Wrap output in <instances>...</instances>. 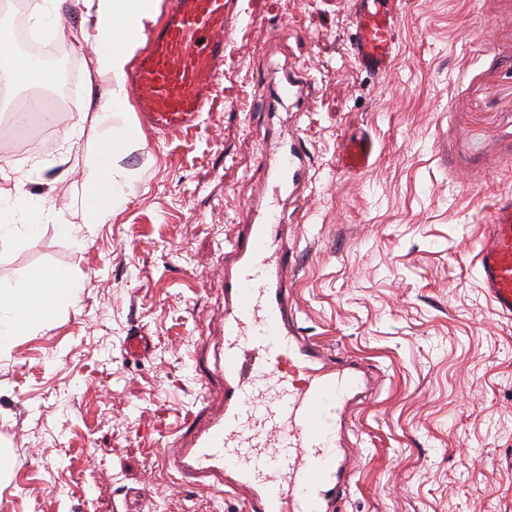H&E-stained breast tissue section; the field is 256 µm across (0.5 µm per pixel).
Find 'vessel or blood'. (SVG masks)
<instances>
[{"mask_svg": "<svg viewBox=\"0 0 512 512\" xmlns=\"http://www.w3.org/2000/svg\"><path fill=\"white\" fill-rule=\"evenodd\" d=\"M403 0H351L348 56L357 72L388 77ZM241 19L239 0H165L160 23L129 78L143 124L169 135L205 111L224 72V52ZM315 81L299 66L262 75L265 112L301 109ZM373 146L356 138L340 151L347 174L368 169ZM257 199L224 252V330L215 365L222 406L188 441L161 452L180 481L245 491L246 512H334L356 466L344 444L347 420L373 386L372 369L329 355L301 336L294 318L295 262L281 197H299L312 162L301 129L283 133ZM480 283L497 312L512 317V198L501 197L477 256Z\"/></svg>", "mask_w": 512, "mask_h": 512, "instance_id": "vessel-or-blood-1", "label": "vessel or blood"}]
</instances>
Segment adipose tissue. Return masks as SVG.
I'll list each match as a JSON object with an SVG mask.
<instances>
[{
	"label": "adipose tissue",
	"mask_w": 512,
	"mask_h": 512,
	"mask_svg": "<svg viewBox=\"0 0 512 512\" xmlns=\"http://www.w3.org/2000/svg\"><path fill=\"white\" fill-rule=\"evenodd\" d=\"M86 2L81 38L89 45L96 73L111 78L105 92L108 107L115 112L125 111L126 71L143 44L146 24L156 17L158 0ZM137 140L135 130L129 128L105 135L95 176L82 195V212L103 216L128 201L133 179L120 160L124 148ZM80 288V282L68 276L48 281L39 275L29 277L16 288L1 287L0 354L9 351L16 337L31 325L49 321L59 307L74 302Z\"/></svg>",
	"instance_id": "adipose-tissue-1"
}]
</instances>
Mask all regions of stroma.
I'll return each mask as SVG.
<instances>
[{"instance_id":"stroma-1","label":"stroma","mask_w":512,"mask_h":512,"mask_svg":"<svg viewBox=\"0 0 512 512\" xmlns=\"http://www.w3.org/2000/svg\"><path fill=\"white\" fill-rule=\"evenodd\" d=\"M241 6L212 106L190 132L125 150L134 194L99 223L79 216L82 186L105 133L142 122L105 104L84 0H62L64 36L42 33L63 44L79 90L53 134L9 136L37 86L0 70V194L16 226L0 241V285L35 271L83 283L0 355L13 458L0 512H242L244 492L175 485L160 451L220 407L202 339L221 333L224 246L265 175L268 117L253 100L269 38L317 82L301 119L312 178L289 211L298 326L378 376L345 434L359 470L339 512H512V319L476 266L497 199L512 195V0H406L381 80L351 66L350 0ZM356 135L374 155L350 175L336 154ZM135 328L153 338L143 359L124 350Z\"/></svg>"}]
</instances>
